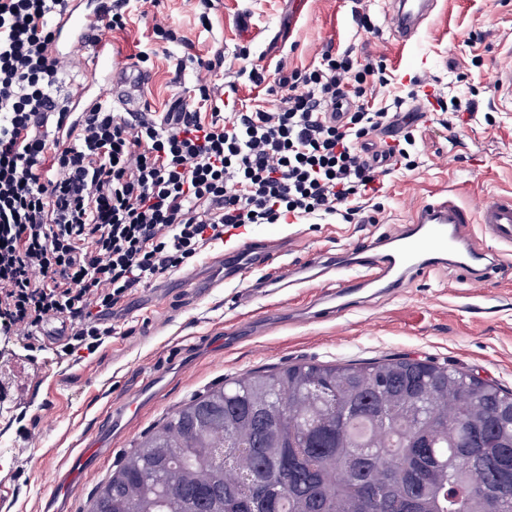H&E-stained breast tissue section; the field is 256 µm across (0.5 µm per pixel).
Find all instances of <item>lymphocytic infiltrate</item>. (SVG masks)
<instances>
[{
	"instance_id": "lymphocytic-infiltrate-1",
	"label": "lymphocytic infiltrate",
	"mask_w": 512,
	"mask_h": 512,
	"mask_svg": "<svg viewBox=\"0 0 512 512\" xmlns=\"http://www.w3.org/2000/svg\"><path fill=\"white\" fill-rule=\"evenodd\" d=\"M65 2L0 0L1 331L30 339L60 319L72 352L95 353L134 288L232 230L359 217L386 173L367 155L379 133L398 130L392 167L418 166L403 97L365 103L366 86L388 78L348 50L280 72L276 112L252 106L225 120L232 82L198 83L207 117L181 99L159 120L100 104L70 111L82 86L60 89L48 51ZM339 109L342 120H328Z\"/></svg>"
}]
</instances>
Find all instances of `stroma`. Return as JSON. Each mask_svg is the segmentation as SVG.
Instances as JSON below:
<instances>
[{
    "instance_id": "35a3bbf8",
    "label": "stroma",
    "mask_w": 512,
    "mask_h": 512,
    "mask_svg": "<svg viewBox=\"0 0 512 512\" xmlns=\"http://www.w3.org/2000/svg\"><path fill=\"white\" fill-rule=\"evenodd\" d=\"M376 32L360 28L354 0H220L201 21L197 0H161L142 17L131 0L124 32L112 40L127 55L146 52L143 104L159 116L191 95L201 75L192 57L217 59L247 47L268 72L320 61L326 48L352 49L359 62H382L387 87H367L369 103L406 95L411 78L436 80L444 97L476 98L475 118L445 129L437 115L419 121V166L382 179L365 208L369 224L328 218L300 224L246 227L243 236L287 237L279 265L253 269L250 280L278 278L317 254L344 262L354 246L399 232L431 196L468 205L512 196V112L495 102L492 74L512 58V0H438L414 41L392 36L383 0H368ZM182 40L161 43L154 22ZM185 68H177L178 60ZM216 241L198 257L136 288L116 320V332L93 355L62 357L55 348L29 347L25 337L0 335V512H54L50 488L71 454L94 438L108 406L130 405L114 416L100 455L55 512H88L97 488L141 437L176 409L224 381L297 363L363 364L407 357L462 371L512 390V259L489 265L482 287L464 269L443 267L414 275L394 294H375L363 307L317 321L289 318L313 304L318 288H288L241 305V282L225 279ZM195 278L196 287L186 285Z\"/></svg>"
}]
</instances>
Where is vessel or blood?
Instances as JSON below:
<instances>
[{"label": "vessel or blood", "mask_w": 512, "mask_h": 512, "mask_svg": "<svg viewBox=\"0 0 512 512\" xmlns=\"http://www.w3.org/2000/svg\"><path fill=\"white\" fill-rule=\"evenodd\" d=\"M435 0H387L386 15L397 39L411 40L429 19ZM112 8V0H70L67 11L53 24V39L49 46L55 57L73 59L87 56L90 71L81 96L69 104L70 111L92 107L105 100L119 104L124 111L141 109L143 74L135 69L122 53L114 49L112 38L103 18ZM497 100L512 111V65L498 69L493 76ZM479 224L482 233L495 241L502 255L512 254V197L480 201L475 207L458 204L442 197L418 205L409 227L399 233L397 255H390L386 240L379 239L354 249L351 263L358 276L337 279L332 275L333 262L320 263L324 283L334 288L338 305H346L354 291L372 285L399 288L407 277L446 265L448 257L460 261L472 259L467 245L469 225ZM279 255L276 240L251 242L236 256V270L251 268L256 263L274 261ZM97 453L96 448H83L70 459L66 473L56 479L55 490L69 491L74 478Z\"/></svg>", "instance_id": "b4317fda"}]
</instances>
